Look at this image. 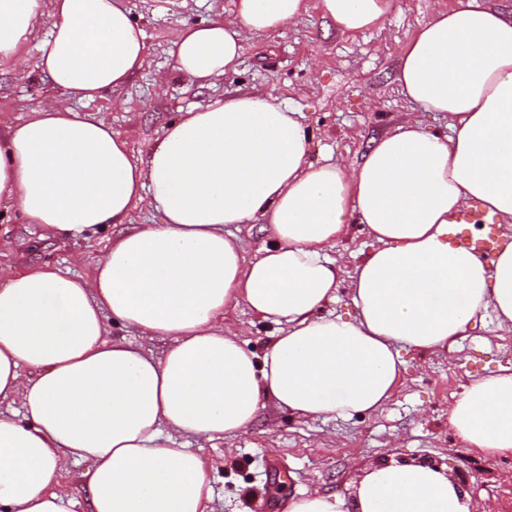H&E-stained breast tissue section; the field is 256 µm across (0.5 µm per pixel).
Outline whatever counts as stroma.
I'll list each match as a JSON object with an SVG mask.
<instances>
[{
  "mask_svg": "<svg viewBox=\"0 0 512 512\" xmlns=\"http://www.w3.org/2000/svg\"><path fill=\"white\" fill-rule=\"evenodd\" d=\"M396 0L377 28L338 30L309 0L300 19L264 34H245L235 73L203 86L174 69L173 51L184 27L224 18L234 0H123L144 34L146 58L127 83L76 103L80 114L111 124L134 155L147 157L181 112L211 99L258 91L298 114L314 150L348 166L360 163L373 139L415 110L395 81L401 47L435 2ZM33 69L0 67V130L23 120L51 97ZM124 225L81 238H42L17 210L0 209V260L22 269L50 264L80 275ZM241 341L263 355L276 326L240 306L230 314ZM403 382L378 411L349 419L300 418L273 403L261 408L235 438L188 441L209 466L210 512H286L313 491L352 495L363 464L432 463L464 486L479 512H512V458L487 460L462 448L448 426V407L469 381L512 367V334L494 316L469 326L452 351H400Z\"/></svg>",
  "mask_w": 512,
  "mask_h": 512,
  "instance_id": "1",
  "label": "stroma"
}]
</instances>
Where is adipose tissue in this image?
<instances>
[{
	"instance_id": "ef3b65f1",
	"label": "adipose tissue",
	"mask_w": 512,
	"mask_h": 512,
	"mask_svg": "<svg viewBox=\"0 0 512 512\" xmlns=\"http://www.w3.org/2000/svg\"><path fill=\"white\" fill-rule=\"evenodd\" d=\"M394 0H319L345 33L384 23ZM307 0H237L233 16L185 28L175 68L214 82L235 72L243 32L297 20ZM42 0H0V66L20 67ZM34 68L57 92L0 133V206L48 235L117 224L127 232L85 278L0 264V512H74L63 481L84 464L89 512H208L207 463L175 437H235L263 398L298 416L381 408L402 374L399 350L452 346L493 313L512 332V243L482 261L448 239V214L479 201L512 232V12L459 0L403 47L396 81L449 132L408 115L364 159L314 163L294 111L269 94L193 106L147 159L72 102L118 88L145 43L121 0H52ZM160 223L129 228L135 205ZM264 224L250 257L232 224ZM374 245L336 297L334 253L351 225ZM246 306L278 326L264 356L225 321ZM165 341L161 355L109 336L110 323ZM448 423L464 447L512 457V368L472 381ZM288 512H470L447 472L366 464L353 497L312 492Z\"/></svg>"
}]
</instances>
